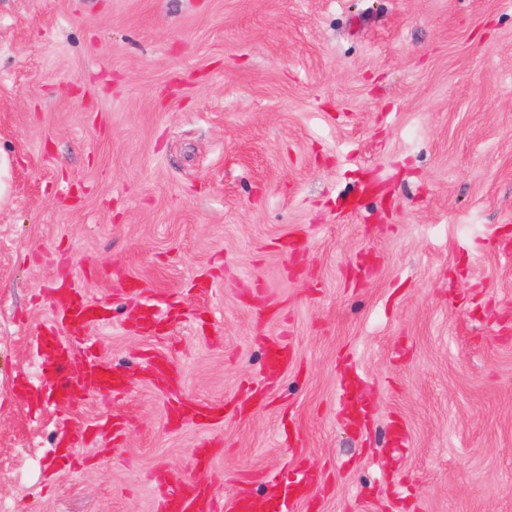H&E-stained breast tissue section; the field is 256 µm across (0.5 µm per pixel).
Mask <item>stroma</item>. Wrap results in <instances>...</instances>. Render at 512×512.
<instances>
[{
	"label": "stroma",
	"instance_id": "obj_1",
	"mask_svg": "<svg viewBox=\"0 0 512 512\" xmlns=\"http://www.w3.org/2000/svg\"><path fill=\"white\" fill-rule=\"evenodd\" d=\"M0 149V512H153L161 470L225 504L311 475L292 512H512V0H0ZM66 275L103 354L167 355L176 390L50 402ZM292 357L286 344H271L265 348L264 366L272 372L288 370Z\"/></svg>",
	"mask_w": 512,
	"mask_h": 512
}]
</instances>
